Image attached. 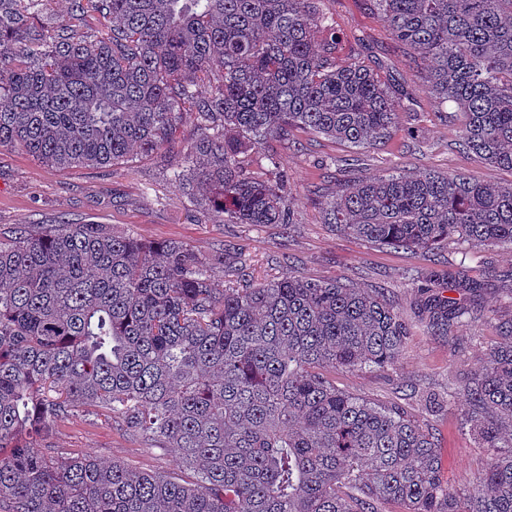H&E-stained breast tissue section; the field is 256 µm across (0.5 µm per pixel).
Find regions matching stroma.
<instances>
[{"mask_svg":"<svg viewBox=\"0 0 512 512\" xmlns=\"http://www.w3.org/2000/svg\"><path fill=\"white\" fill-rule=\"evenodd\" d=\"M323 9L360 50L403 89L402 115L390 139L353 148L297 130L275 144L279 169L297 199L291 228L279 224H216L196 210L185 189L170 180L166 160L107 168L58 169L18 148H0V228L70 221L106 224L144 242L178 241L209 255L225 249L231 263L256 277L291 272L316 280H340L394 297L411 326L402 355L384 368L336 370L337 387L376 403L396 404L440 442L442 475L467 483L485 469L493 451L479 447L462 410L464 378L484 365L498 336V322L482 318L436 336L416 309L417 292L430 275L464 272L481 286V303L495 309L512 288V248L453 243L433 252L374 245L322 224L315 194L387 172L440 171L491 183L512 181V171L459 151L460 124L449 120L453 103L424 89L418 69L405 67L407 51L374 14L369 0H324ZM57 447L119 461L140 471L172 472L176 453L135 440L117 424L78 411L62 423Z\"/></svg>","mask_w":512,"mask_h":512,"instance_id":"35a3bbf8","label":"stroma"}]
</instances>
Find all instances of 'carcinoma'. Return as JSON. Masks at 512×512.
Returning <instances> with one entry per match:
<instances>
[{
	"instance_id": "carcinoma-1",
	"label": "carcinoma",
	"mask_w": 512,
	"mask_h": 512,
	"mask_svg": "<svg viewBox=\"0 0 512 512\" xmlns=\"http://www.w3.org/2000/svg\"><path fill=\"white\" fill-rule=\"evenodd\" d=\"M0 0V148L59 169L177 152L169 177L220 224H294V197L251 153L300 128L353 147L390 136L400 97L323 0ZM407 64L462 116L458 146L512 170V0H371ZM198 135L182 131L184 115ZM371 244L512 246V182L385 174L318 200ZM224 251L145 244L105 224L0 231V512H512V317L463 382L487 467L442 477L437 438L329 370L391 365L409 325L394 301L337 280L241 268ZM475 286L420 289L438 336L476 318ZM83 409L173 448L172 473L54 445Z\"/></svg>"
}]
</instances>
